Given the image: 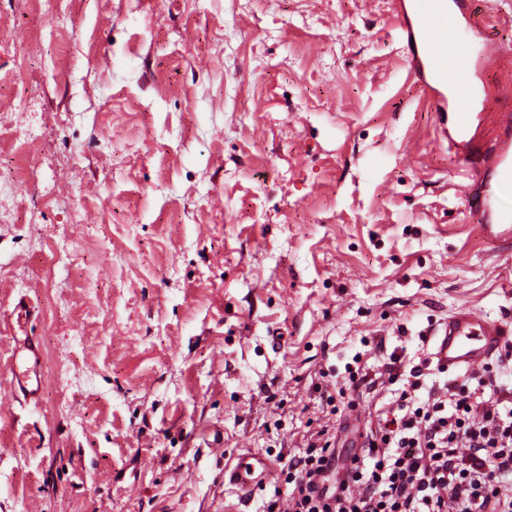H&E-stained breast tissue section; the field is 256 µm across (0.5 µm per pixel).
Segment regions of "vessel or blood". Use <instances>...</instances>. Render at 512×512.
Returning a JSON list of instances; mask_svg holds the SVG:
<instances>
[{
    "instance_id": "b4317fda",
    "label": "vessel or blood",
    "mask_w": 512,
    "mask_h": 512,
    "mask_svg": "<svg viewBox=\"0 0 512 512\" xmlns=\"http://www.w3.org/2000/svg\"><path fill=\"white\" fill-rule=\"evenodd\" d=\"M470 0H401L402 12L410 24L404 31L405 52L411 58L415 74L431 89L430 103L436 112L452 111L454 128L466 134L475 115L465 100L448 99V82L466 74L470 57L458 51L461 39L458 12ZM499 123L505 137L486 151L480 162L485 176L477 187L469 188L465 197L471 209L482 212L502 235L512 236V213L498 209L497 202L505 191H512V113H503ZM512 337V326L478 317L473 311L460 309L444 320L433 334V350L448 373H471L484 366ZM13 384L26 398L39 395L44 376L40 353L32 343H23L13 355ZM272 474L267 460L247 453L224 471V478L242 491L263 489Z\"/></svg>"
}]
</instances>
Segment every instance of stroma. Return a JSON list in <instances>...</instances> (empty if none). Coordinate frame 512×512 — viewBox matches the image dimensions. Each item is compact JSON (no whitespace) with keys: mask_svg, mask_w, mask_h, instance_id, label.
I'll return each mask as SVG.
<instances>
[{"mask_svg":"<svg viewBox=\"0 0 512 512\" xmlns=\"http://www.w3.org/2000/svg\"><path fill=\"white\" fill-rule=\"evenodd\" d=\"M399 2L0 0V316L33 309L0 331V512H263L283 477L247 498L225 459L391 403L354 356L417 364L461 308L512 324V240L465 200L512 113V0L459 44L498 47L455 86L466 145ZM20 345V349L13 354V384L23 396L34 399L39 395L45 381L40 369V353L31 342Z\"/></svg>","mask_w":512,"mask_h":512,"instance_id":"35a3bbf8","label":"stroma"}]
</instances>
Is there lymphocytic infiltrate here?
Segmentation results:
<instances>
[{"mask_svg":"<svg viewBox=\"0 0 512 512\" xmlns=\"http://www.w3.org/2000/svg\"><path fill=\"white\" fill-rule=\"evenodd\" d=\"M400 394L377 409L363 455L333 474L332 429L313 432L282 471L287 495L266 512H512V388L483 376L458 386L433 378V358L384 365Z\"/></svg>","mask_w":512,"mask_h":512,"instance_id":"f902f5d3","label":"lymphocytic infiltrate"}]
</instances>
